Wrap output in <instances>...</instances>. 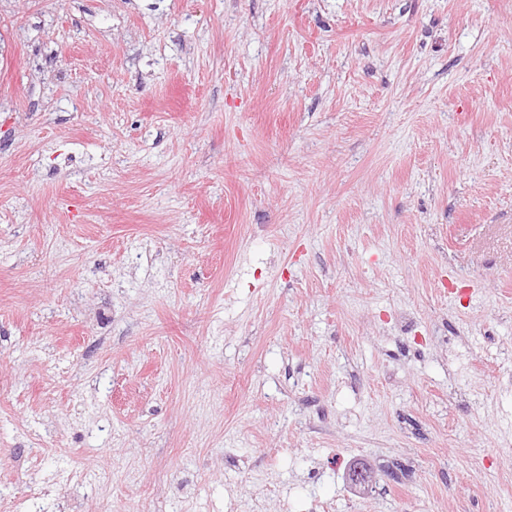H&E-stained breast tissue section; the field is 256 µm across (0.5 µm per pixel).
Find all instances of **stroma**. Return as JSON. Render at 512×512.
I'll use <instances>...</instances> for the list:
<instances>
[{
    "mask_svg": "<svg viewBox=\"0 0 512 512\" xmlns=\"http://www.w3.org/2000/svg\"><path fill=\"white\" fill-rule=\"evenodd\" d=\"M0 512H512V0H0Z\"/></svg>",
    "mask_w": 512,
    "mask_h": 512,
    "instance_id": "obj_1",
    "label": "stroma"
}]
</instances>
